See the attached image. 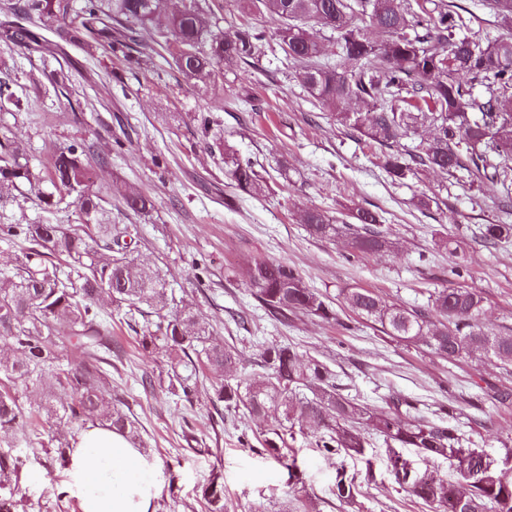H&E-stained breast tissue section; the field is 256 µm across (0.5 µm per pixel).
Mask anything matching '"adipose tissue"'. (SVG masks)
<instances>
[{
	"instance_id": "adipose-tissue-1",
	"label": "adipose tissue",
	"mask_w": 512,
	"mask_h": 512,
	"mask_svg": "<svg viewBox=\"0 0 512 512\" xmlns=\"http://www.w3.org/2000/svg\"><path fill=\"white\" fill-rule=\"evenodd\" d=\"M65 491L81 512H153L161 484L154 465L123 435L91 426L70 450Z\"/></svg>"
}]
</instances>
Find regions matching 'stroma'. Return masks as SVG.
<instances>
[{"instance_id":"obj_1","label":"stroma","mask_w":512,"mask_h":512,"mask_svg":"<svg viewBox=\"0 0 512 512\" xmlns=\"http://www.w3.org/2000/svg\"><path fill=\"white\" fill-rule=\"evenodd\" d=\"M259 22L270 41L250 64L225 70L220 108L168 55L144 56L130 68L75 51L61 68L71 77V97L83 104L77 118L43 77L38 54L0 43V72L16 81L26 102L21 111H0V133L26 142L40 189L55 146L82 137L107 151L98 187L118 180L155 205L138 216L113 204V223L137 225L139 258L161 268L177 300L200 312L217 340L242 352V372H257L263 345H289L326 364L345 397L378 408L395 396L425 418L454 416L471 449L512 468V404L493 399L498 391L512 393V374L472 358L440 360L424 344L386 335L343 303L346 289L361 287L404 306H423L429 289L469 285L485 297V327L512 331V241L488 244L479 233L480 225L503 219L498 187L429 170L391 181L379 165V148L313 106L294 77L295 65L284 61L281 20L265 14ZM104 72L109 80L99 81ZM207 107L225 143L264 172L268 191L248 195L233 185L223 154L197 121ZM122 126L132 134L117 148L113 134ZM422 197L429 207L417 206ZM312 207L341 222L359 208L377 211L398 248L363 260L343 240L313 238L301 222ZM22 221L73 225L78 209L70 203L46 212L32 195L0 203V224ZM450 239L459 245L453 257ZM250 256L297 268L305 284L331 302L336 321L269 317L246 284L243 262ZM164 369L113 312L112 388L138 417L142 453L158 469L162 491L155 512H206V493L216 479L224 485V512H428L398 483L376 435H369L363 454L333 457L297 435L288 444V458L296 462L291 470L287 459L260 445L263 422L227 411L206 380L193 404L177 401L157 382ZM0 455L17 467L21 512H80L78 500L62 491L69 464L57 454L8 435L0 438ZM341 478L355 484V504L337 499Z\"/></svg>"}]
</instances>
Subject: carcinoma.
<instances>
[{
    "mask_svg": "<svg viewBox=\"0 0 512 512\" xmlns=\"http://www.w3.org/2000/svg\"><path fill=\"white\" fill-rule=\"evenodd\" d=\"M256 17L281 18L280 48L297 63L296 78L315 106L371 145L384 148L381 166L395 181L419 169L501 187L498 207L512 214V35L483 42L457 35L466 26L462 14L428 0H238ZM166 0H0V41L22 44L49 56L75 47L89 56L102 52L128 65L144 51L170 54L187 80L213 95L224 89V68L246 64L261 51L266 32L243 24L227 37L217 31L218 18L206 0H187L165 14ZM48 23L46 36L18 22L20 17ZM330 31L327 52L317 29ZM478 86L482 95L474 93ZM13 81L0 80V110L20 109ZM429 139L411 150L398 141L420 126ZM108 154L85 140L55 148L47 181L52 190L37 195L38 206L51 211L70 198L83 222L0 224V241L19 246L11 263L0 269V433H21L32 446H44L43 433L24 429L25 414L12 387L45 385L41 412L45 420L82 426H107L123 436L141 438L139 423L112 398V381L103 364L112 352L98 300L105 296L124 311L127 325L137 317L153 318L137 336L142 351L166 359L167 390L191 403L200 369L214 372L216 401L229 411L258 420L279 407L284 421L270 426L262 445L277 456L294 428L308 430L329 455L362 453L366 434L383 438L392 463L400 464L406 491L431 512H512V475L491 470L477 484L458 471L454 481L418 473L396 447L415 448L425 458H452L469 452L458 425L405 417L396 398L369 409L336 389L335 375L321 361L301 358L286 344L272 343L261 354L262 376L238 372L241 354L215 342L211 325L168 294L160 270L134 256L132 228L114 224L94 190V167ZM235 187L260 193L265 177L250 160L224 153ZM26 146L0 136V200L32 183ZM111 195L137 214L154 202L146 194L113 184ZM355 223L337 224L325 212H303L310 235L342 236L358 257L386 253L394 247L393 230L379 214L365 208ZM484 240L512 239V224H485ZM245 275L255 299L272 316L305 314L322 321L336 310L318 291L305 285L293 266L261 257L245 260ZM353 313L381 326L404 342H423L448 362L480 358L512 368V333H494L482 322L484 297L474 287L437 288L427 305L405 307L365 288L344 294ZM13 470L0 460V512H18L11 486Z\"/></svg>",
    "mask_w": 512,
    "mask_h": 512,
    "instance_id": "carcinoma-1",
    "label": "carcinoma"
}]
</instances>
